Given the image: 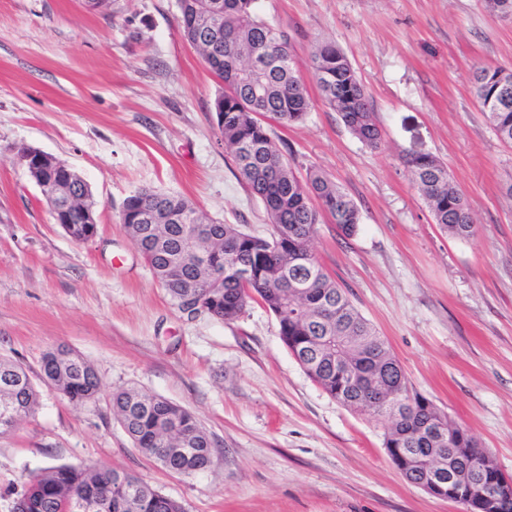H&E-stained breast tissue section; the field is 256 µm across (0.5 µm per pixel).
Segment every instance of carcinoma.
<instances>
[{
  "label": "carcinoma",
  "mask_w": 512,
  "mask_h": 512,
  "mask_svg": "<svg viewBox=\"0 0 512 512\" xmlns=\"http://www.w3.org/2000/svg\"><path fill=\"white\" fill-rule=\"evenodd\" d=\"M178 7L181 31L194 47H199L200 27H211L212 50L202 49L200 54L224 86L216 103L217 127L240 177L264 204L271 230L256 235L238 224H216L181 196L147 188L134 191L124 201L121 220L172 304L183 313L190 303L200 301L208 316L233 322L248 302H258L274 315L281 341L327 395L346 408L386 418L384 447L403 448L425 462L435 448H475L490 456L471 434L459 436L460 425L412 389L385 339L312 251L323 214H330L338 229L350 236L360 224V211L345 190L320 171L310 172L301 182L262 122L269 116L281 125H292L312 108L288 35L259 15L257 0H178ZM252 52L270 58L269 67L253 79L263 88L259 97L237 81ZM312 62L324 105L337 112L362 143L378 147L381 135L374 114L344 53L332 44L318 43ZM497 77L512 87V70L500 67H477L468 80L496 137L511 147L512 95L501 109L488 104ZM407 163L434 223L451 237L473 236L470 207L448 167L430 154L413 155ZM144 211L157 212L161 223L138 224L131 219ZM64 231L72 240L84 242L95 227L81 223L76 215ZM42 370L73 404L89 402L101 391L94 367L75 353L59 362L47 352ZM394 391L404 392L408 399L399 419L391 418L385 408ZM38 402L39 392L26 370L0 357V404L17 411L12 423L0 421V433L16 428ZM112 412L135 447L171 472L198 474L215 462L214 443L194 415L162 396L121 387L112 392ZM175 443L182 444L184 453H168ZM117 473L105 466L47 467L31 477L16 512H71L74 496L105 505L97 512H185L180 502L138 475L122 482Z\"/></svg>",
  "instance_id": "carcinoma-1"
}]
</instances>
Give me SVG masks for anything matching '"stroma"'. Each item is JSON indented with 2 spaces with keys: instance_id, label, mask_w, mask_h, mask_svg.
Instances as JSON below:
<instances>
[{
  "instance_id": "stroma-1",
  "label": "stroma",
  "mask_w": 512,
  "mask_h": 512,
  "mask_svg": "<svg viewBox=\"0 0 512 512\" xmlns=\"http://www.w3.org/2000/svg\"><path fill=\"white\" fill-rule=\"evenodd\" d=\"M287 31L313 107L269 123L298 178L318 169L355 200L344 236L331 216L312 250L388 341L412 386L489 448L512 477V148L499 142L467 81L512 69V20L484 0H258ZM328 42L362 79L381 145L358 140L311 81ZM222 87L179 27L178 0H0V356L40 391L33 416L0 434V512L51 465L137 474L186 512H464L407 482L386 428L322 391L282 343L268 310L234 322L190 319L170 302L120 222L124 199L150 187L217 221L263 235V204L241 180L214 122ZM36 148L87 182L98 233L84 243L56 224L17 154ZM444 162L476 232H442L406 159ZM64 345L103 382L68 402L41 378ZM134 385L188 409L218 459L205 472L165 470L112 415Z\"/></svg>"
}]
</instances>
